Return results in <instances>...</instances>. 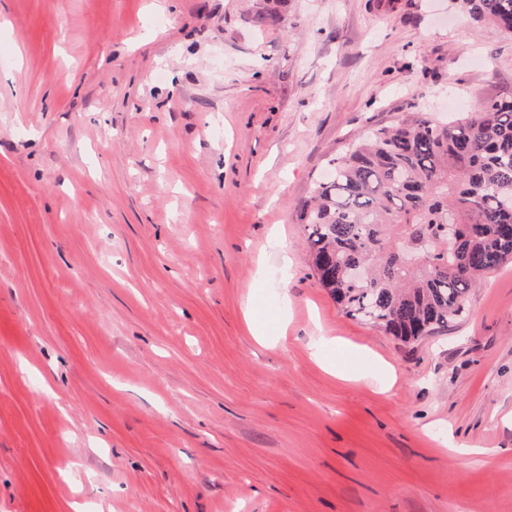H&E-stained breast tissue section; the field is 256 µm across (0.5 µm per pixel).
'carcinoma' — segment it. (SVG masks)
<instances>
[{
	"instance_id": "cac0c4a2",
	"label": "carcinoma",
	"mask_w": 512,
	"mask_h": 512,
	"mask_svg": "<svg viewBox=\"0 0 512 512\" xmlns=\"http://www.w3.org/2000/svg\"><path fill=\"white\" fill-rule=\"evenodd\" d=\"M457 2L512 37V0ZM328 165L300 220L347 315L411 343L464 317L477 278L512 262V101L446 123L414 112Z\"/></svg>"
}]
</instances>
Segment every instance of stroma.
Instances as JSON below:
<instances>
[{"instance_id":"stroma-1","label":"stroma","mask_w":512,"mask_h":512,"mask_svg":"<svg viewBox=\"0 0 512 512\" xmlns=\"http://www.w3.org/2000/svg\"><path fill=\"white\" fill-rule=\"evenodd\" d=\"M501 99L449 0H0V512H512V263L406 344L299 221L367 128Z\"/></svg>"}]
</instances>
